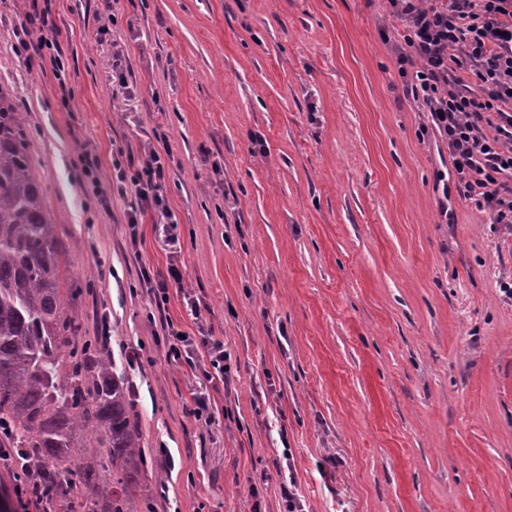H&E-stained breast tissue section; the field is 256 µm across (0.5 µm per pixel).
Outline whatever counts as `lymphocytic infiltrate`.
<instances>
[{"mask_svg":"<svg viewBox=\"0 0 512 512\" xmlns=\"http://www.w3.org/2000/svg\"><path fill=\"white\" fill-rule=\"evenodd\" d=\"M403 19L407 33L397 47L399 65L405 66L407 93L425 112L452 157L461 196L475 209L488 213L492 223L512 224V0H390ZM41 35L36 42L18 39L16 49L47 54L58 81L66 68L59 44V29L50 8L39 13ZM169 153L165 136L144 158L118 171L129 182L133 199L126 213L131 240H139L145 214L167 219L171 212L165 195ZM157 311H165L170 286H182L178 258H170L166 272L141 268ZM173 359L196 365L206 356L214 376L228 382L229 369L221 345L199 350L194 338L178 330L171 319L160 322Z\"/></svg>","mask_w":512,"mask_h":512,"instance_id":"f902f5d3","label":"lymphocytic infiltrate"}]
</instances>
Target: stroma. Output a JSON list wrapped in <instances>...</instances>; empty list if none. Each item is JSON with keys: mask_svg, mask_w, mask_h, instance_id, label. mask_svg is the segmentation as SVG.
Listing matches in <instances>:
<instances>
[{"mask_svg": "<svg viewBox=\"0 0 512 512\" xmlns=\"http://www.w3.org/2000/svg\"><path fill=\"white\" fill-rule=\"evenodd\" d=\"M50 7L66 87L14 51L32 0H0V92L27 116L85 326L110 313L165 450L153 512H284L290 476L309 512H512V235L461 200L406 97L388 0ZM158 131L178 229L146 217L134 244L112 163ZM173 255L167 314L197 336L182 292L200 298L230 386L158 337L138 274Z\"/></svg>", "mask_w": 512, "mask_h": 512, "instance_id": "35a3bbf8", "label": "stroma"}]
</instances>
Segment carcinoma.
<instances>
[{
	"mask_svg": "<svg viewBox=\"0 0 512 512\" xmlns=\"http://www.w3.org/2000/svg\"><path fill=\"white\" fill-rule=\"evenodd\" d=\"M78 295L25 117L0 91V466L15 485L43 479L42 512H138L140 416L107 340L86 332ZM71 476L92 492L58 495Z\"/></svg>",
	"mask_w": 512,
	"mask_h": 512,
	"instance_id": "carcinoma-1",
	"label": "carcinoma"
}]
</instances>
